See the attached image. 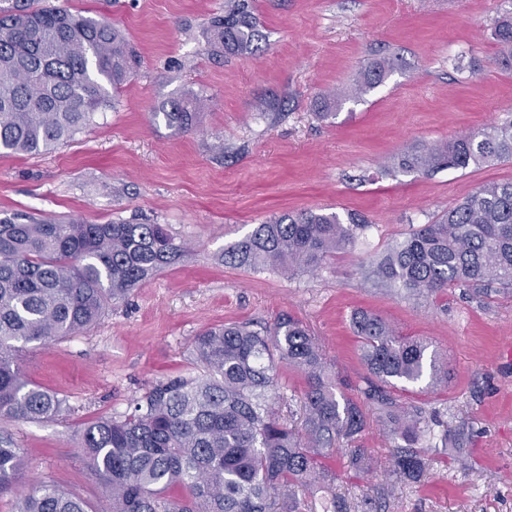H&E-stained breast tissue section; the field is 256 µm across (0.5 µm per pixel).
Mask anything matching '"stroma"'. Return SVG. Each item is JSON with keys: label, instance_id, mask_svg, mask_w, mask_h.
I'll return each mask as SVG.
<instances>
[{"label": "stroma", "instance_id": "35a3bbf8", "mask_svg": "<svg viewBox=\"0 0 512 512\" xmlns=\"http://www.w3.org/2000/svg\"><path fill=\"white\" fill-rule=\"evenodd\" d=\"M66 6L116 26L138 64L95 125L39 155H0V218L15 213L88 224H164L187 245L180 262L110 304L80 333L20 355L26 376L63 398L51 421L0 419L21 448L29 488L40 479L108 512L104 486L84 468L75 433L118 417L159 380L197 375L193 346L207 328L268 329L287 313L308 327L335 381L349 385L366 425L356 443L368 472L336 442L324 487L304 485L307 512L339 497L357 512H512V291L452 287L406 297L374 280L375 261L487 183L512 181V161L404 173L392 161L412 147L512 120V71L497 63V21L512 0H249L262 50L214 48L210 24L224 0H30ZM395 66L385 82L334 115L320 99L346 90L375 59ZM201 105L191 129L174 132L156 113L175 98ZM277 99L276 111L261 103ZM331 209L364 216L356 242L316 274L256 273L225 265V246L284 214ZM380 315L397 334L432 342L448 383L393 389L420 410L435 438L420 482L393 475L395 446L365 401L370 374L351 327L354 312ZM306 380L281 366L278 416L301 418Z\"/></svg>", "mask_w": 512, "mask_h": 512}]
</instances>
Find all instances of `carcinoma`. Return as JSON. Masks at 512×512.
Segmentation results:
<instances>
[{"label":"carcinoma","mask_w":512,"mask_h":512,"mask_svg":"<svg viewBox=\"0 0 512 512\" xmlns=\"http://www.w3.org/2000/svg\"><path fill=\"white\" fill-rule=\"evenodd\" d=\"M215 41L226 53L259 49L261 33L248 0H227L214 18ZM499 64L512 69V16L501 19ZM133 55L109 23L61 6L0 9V153L40 154L70 141L111 105L132 68ZM393 61L361 72L347 97L380 86ZM201 100L179 98L163 116L177 132L192 126ZM512 159V122L492 124L394 160L403 172L466 169ZM366 222L337 212L282 214L255 225L224 248V264L314 273L354 244ZM162 224H83L78 221L0 220V416L15 421L59 417L64 401L31 383L20 369V348L48 344L96 324L107 304L184 256ZM390 288L432 296L450 286L483 292L512 288V182L490 183L390 247L373 266ZM361 358L378 385L363 391L401 444L392 472L417 481L424 471L420 442L434 436L419 410L391 395L395 383L448 381V367L426 340L398 335L378 315L352 320ZM202 374L155 384L120 417L78 432L83 464L108 490L111 512H301L293 487L332 479L322 459L336 437L364 428L361 407L336 387L323 353L303 324L281 316L265 334L224 325L195 339ZM307 382L300 427L279 417L272 401L277 362ZM24 466L22 449L0 438V496L13 494ZM179 488L182 501L170 495ZM16 512H87L85 502L41 480L17 496Z\"/></svg>","instance_id":"cac0c4a2"}]
</instances>
